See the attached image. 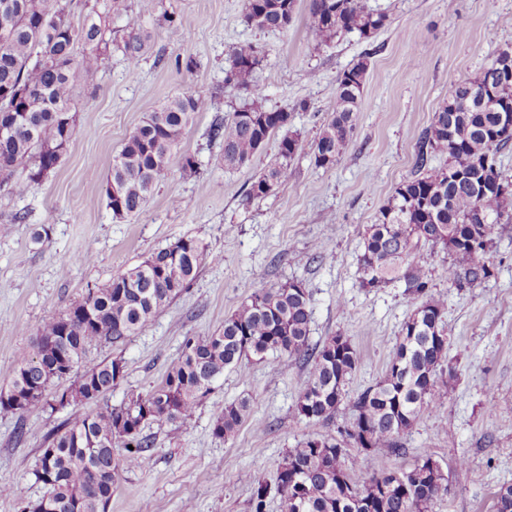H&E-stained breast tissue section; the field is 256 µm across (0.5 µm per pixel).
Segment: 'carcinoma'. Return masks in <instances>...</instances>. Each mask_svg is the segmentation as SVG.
<instances>
[{
  "mask_svg": "<svg viewBox=\"0 0 512 512\" xmlns=\"http://www.w3.org/2000/svg\"><path fill=\"white\" fill-rule=\"evenodd\" d=\"M296 6L297 0H244V17L259 29L285 30ZM131 7V0H84L75 25L73 0H0V12L12 15L11 24L0 27V126L9 123L0 136V174L17 177L16 193L42 183L61 163L78 129L76 90L94 85L114 53L130 67L138 66L151 32L134 25L122 39L112 37V19ZM386 22L385 14L362 9L358 0H310L308 32L316 47L348 33L368 40ZM260 62L253 44L232 50L224 83L246 90L248 98L229 118H217L210 126V137L222 143L224 168L231 170L251 162L281 134L273 159L246 193L250 200L286 183L302 149L299 133L290 129L292 113L266 108L262 93L249 83ZM492 62L501 72L486 67L454 85L417 140L416 175L396 187L366 229L358 259L362 287L397 280L406 292L426 300L405 321L383 379L353 399L350 427L338 436L308 437L286 451L273 487L280 512H433L447 492L442 466L429 452L416 456L401 469L403 478L390 484V470L367 457H349L347 446L405 454L402 435L439 406L447 387L443 303L428 295L432 255L422 247L448 253L443 276L450 288L479 286L495 275V230L512 222V181L495 159L512 143L502 133L512 124V47L499 49ZM367 68L363 58L338 78L332 112L312 147L316 166L335 165L349 144ZM210 106L197 93L171 98L130 133L102 185L113 217L139 213L170 170L197 171L198 160L181 150V141L196 114ZM437 155L446 157L445 165H431ZM209 259L199 240L178 238L88 289L40 325L32 353L15 363L8 386L0 389V413L22 423L34 409L53 411L67 402L94 409L74 413L48 436L33 471L48 493L22 512H108L120 473L142 467L151 456L153 441L145 430L154 423L190 424L224 370L242 366L248 357L263 360L272 354L285 370L311 365L295 405L297 419L328 421L336 414L360 354L342 335L318 346L309 343L311 296L299 280L257 288L220 327L185 337L178 361L146 395H133L117 407L108 403L125 376L121 357L90 366L71 385L60 387L88 346L141 333L191 286ZM248 412L245 399L221 408L215 437H234ZM117 448L124 452L115 453ZM242 478L251 487V512H266L273 488L249 471ZM495 512H512V486L497 491Z\"/></svg>",
  "mask_w": 512,
  "mask_h": 512,
  "instance_id": "1",
  "label": "carcinoma"
}]
</instances>
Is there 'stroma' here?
I'll return each instance as SVG.
<instances>
[{"mask_svg":"<svg viewBox=\"0 0 512 512\" xmlns=\"http://www.w3.org/2000/svg\"><path fill=\"white\" fill-rule=\"evenodd\" d=\"M181 25L175 38L157 17L129 13L113 28H147L152 40L136 70L121 56L104 65L97 84L79 89L74 109L79 130L61 165L44 183L15 195L0 184V388L15 362L31 352L40 323L78 301L88 288L137 265L181 237L202 242L214 256L190 288L166 306L142 334L90 345L83 366L121 357L125 377L109 401L147 394L178 360L184 337L204 336L221 326L258 288L302 280L312 296L310 344L341 334L361 356L346 385L348 400L331 421L295 419L294 408L308 366L284 370L272 359H249L226 370L197 408L190 426L152 425V456L143 468L122 473L108 512H250L244 471L274 481L286 451L304 438L346 426L350 401L376 384L418 305L402 282L381 288L361 285L358 258L367 225L394 189L415 172L416 142L447 100L454 83L477 76L498 49L512 46V0H360L365 10L387 15L371 39L350 33L314 46L308 35L309 0H298L287 30L249 25L243 0H163ZM254 44L263 62L251 77L264 104L293 113L303 150L293 177L271 195L250 201L248 183L272 159L268 142L251 165L228 170L222 146L208 135L215 118L229 115L246 96L226 85L229 52ZM369 68L353 137L336 165L315 166L310 146L332 110L336 83L360 59ZM193 67H186V60ZM212 99L198 113L182 146L200 173L174 171L136 216L116 219L102 197V184L128 135L148 112L189 91ZM24 223H9L15 211ZM46 228L42 242L34 230ZM321 257L309 261L312 250ZM488 283L457 290L442 276L448 264L436 252L431 296L443 297L449 336L448 392L432 413L405 433L406 455L380 448L376 465L395 469L430 452L441 464L448 491L434 512H494L495 493L512 484V224L500 225ZM245 398L250 411L233 440L212 435L224 404ZM73 407L33 410L24 437L13 415L0 413V512H21L47 489L35 482L48 433ZM466 467H459V458Z\"/></svg>","mask_w":512,"mask_h":512,"instance_id":"1","label":"stroma"}]
</instances>
